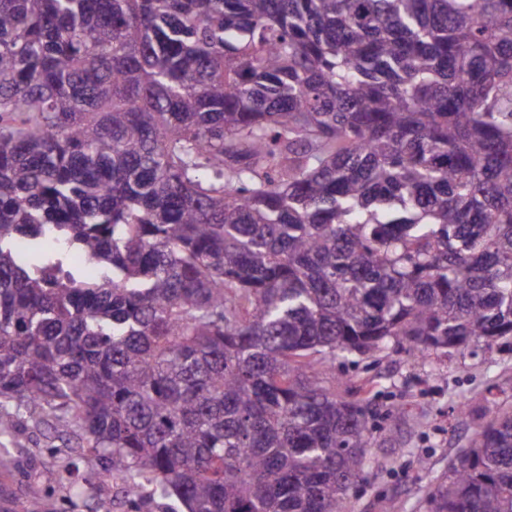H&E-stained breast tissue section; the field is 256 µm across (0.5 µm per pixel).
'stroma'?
I'll use <instances>...</instances> for the list:
<instances>
[{
	"label": "stroma",
	"mask_w": 512,
	"mask_h": 512,
	"mask_svg": "<svg viewBox=\"0 0 512 512\" xmlns=\"http://www.w3.org/2000/svg\"><path fill=\"white\" fill-rule=\"evenodd\" d=\"M327 377L340 398H354L362 383L369 389V466L350 492V512H380L384 500L391 512H430L432 483L459 461L475 425L490 407L512 405V338L499 340L489 354L472 346L447 354L388 348L370 358L340 356ZM11 452L12 467L0 470L11 512H25L32 497L47 494L60 512H89L105 461L80 464L77 491L62 469L73 452L47 426H16Z\"/></svg>",
	"instance_id": "stroma-1"
}]
</instances>
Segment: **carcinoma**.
<instances>
[{"label":"carcinoma","mask_w":512,"mask_h":512,"mask_svg":"<svg viewBox=\"0 0 512 512\" xmlns=\"http://www.w3.org/2000/svg\"><path fill=\"white\" fill-rule=\"evenodd\" d=\"M504 336L512 0H0V413L186 512H346L318 360ZM430 506L512 512V410Z\"/></svg>","instance_id":"obj_1"}]
</instances>
